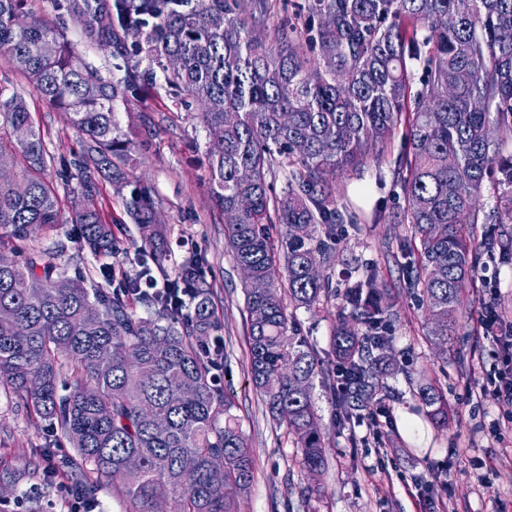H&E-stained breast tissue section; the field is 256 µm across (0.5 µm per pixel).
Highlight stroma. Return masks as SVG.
Returning <instances> with one entry per match:
<instances>
[{
  "label": "stroma",
  "instance_id": "1",
  "mask_svg": "<svg viewBox=\"0 0 512 512\" xmlns=\"http://www.w3.org/2000/svg\"><path fill=\"white\" fill-rule=\"evenodd\" d=\"M0 86L27 96L33 124L43 132L51 153L68 157L78 150V134L65 114L43 107L24 78L3 61ZM119 122L141 158L136 174L152 186L174 243L168 275L177 273L187 252L205 258V276L220 317L221 374L255 458L254 479L239 501V512H421L425 507L430 512H512L511 410L493 384L504 370L499 340L512 334V261L481 259L463 290L456 342L444 350L431 341L425 307L406 294L400 244L410 235L409 225H337L328 269L333 283H340L344 272L373 265L385 287L399 296L391 349L402 371L386 380L393 425L377 438L363 426L340 427L327 382L314 378L313 400L328 463L317 474H304L297 463L299 448L270 417L248 373L243 274L224 247V215L208 192L201 125L162 87L120 112ZM402 147V138H395L380 166L337 176L341 204L364 212L398 206L400 191L391 177ZM99 199L116 225L121 247L117 257L103 261L80 250L76 225L66 223L36 230L30 246L63 247V263L93 281L103 263L135 274L138 229L110 185L101 186ZM493 290L498 293L500 319L489 331L482 326L481 314ZM340 304V299L331 298L318 311L300 309L294 314L298 334L309 340L326 366L332 361L331 330ZM426 381L438 386L448 402L447 429L434 427L418 409L413 391ZM47 436L44 421L30 416L15 395L0 390V467L37 460ZM29 485L28 478H21L0 504V512H64L61 485L42 489L33 501L21 496Z\"/></svg>",
  "mask_w": 512,
  "mask_h": 512
}]
</instances>
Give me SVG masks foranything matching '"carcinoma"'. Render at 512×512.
Listing matches in <instances>:
<instances>
[{
  "mask_svg": "<svg viewBox=\"0 0 512 512\" xmlns=\"http://www.w3.org/2000/svg\"><path fill=\"white\" fill-rule=\"evenodd\" d=\"M0 0V58L26 78L37 99L69 114L80 151L56 161L33 126L26 98L0 86V230L28 239L37 227L70 223L78 246L98 256L118 241L98 206L106 181L139 229V276H166L167 227L118 114L155 87L202 105L209 191L224 214V242L244 270L250 373L272 416L301 448L299 468L325 466L320 417L311 396L318 360L287 308L311 310L331 296L322 266L336 225L360 216L339 205L327 178L377 164L397 132L405 150L394 169L402 206L379 216L409 224L401 244L409 297L426 304L433 335L448 341L462 287L476 271L470 226L512 224V0H311L319 23L279 26L268 42L265 0H53L58 18L112 61V77L75 55L61 23ZM180 67L171 71L167 59ZM422 69L420 86L414 70ZM77 179L63 218L54 166ZM286 172L282 195L269 178ZM493 204L478 207L486 184ZM286 228L275 251L269 225ZM480 248L512 259V233ZM63 249H33L0 263V386L67 435L87 475L122 488L129 512H238L254 459L234 402L214 373L219 318L203 276L186 257L167 287L193 290L178 314L138 279L104 287L67 279ZM68 287L58 288L60 280ZM330 348L332 389L342 426H372L384 379L397 298L373 266L340 293ZM150 313L140 316L136 306ZM76 376L67 381L62 369ZM417 397L439 429L447 401L434 386ZM223 457L224 475L212 476Z\"/></svg>",
  "mask_w": 512,
  "mask_h": 512,
  "instance_id": "obj_1",
  "label": "carcinoma"
}]
</instances>
